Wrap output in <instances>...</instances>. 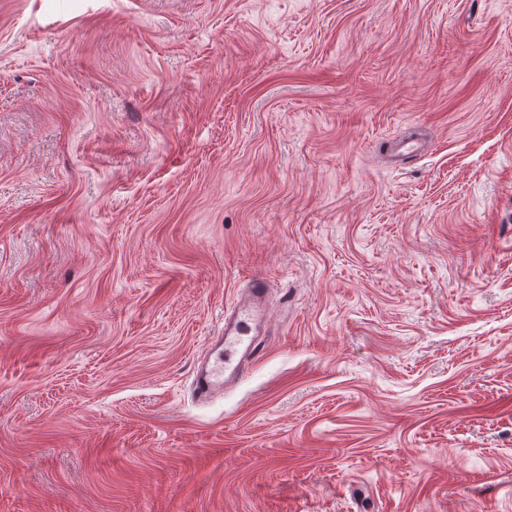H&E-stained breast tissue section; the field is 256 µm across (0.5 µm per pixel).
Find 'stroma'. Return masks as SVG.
Masks as SVG:
<instances>
[{
    "label": "stroma",
    "instance_id": "obj_1",
    "mask_svg": "<svg viewBox=\"0 0 512 512\" xmlns=\"http://www.w3.org/2000/svg\"><path fill=\"white\" fill-rule=\"evenodd\" d=\"M0 512H512V0H0ZM269 288L265 278L252 277L237 306L224 316L220 347L192 375L191 387L198 398L206 399L236 382L260 357L258 328L265 322Z\"/></svg>",
    "mask_w": 512,
    "mask_h": 512
}]
</instances>
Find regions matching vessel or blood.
I'll return each instance as SVG.
<instances>
[{
  "label": "vessel or blood",
  "mask_w": 512,
  "mask_h": 512,
  "mask_svg": "<svg viewBox=\"0 0 512 512\" xmlns=\"http://www.w3.org/2000/svg\"><path fill=\"white\" fill-rule=\"evenodd\" d=\"M269 288L265 278H251L237 306L225 315L220 347L192 375L191 387L198 398H208L236 382L259 358L257 336L265 321Z\"/></svg>",
  "instance_id": "b4317fda"
}]
</instances>
